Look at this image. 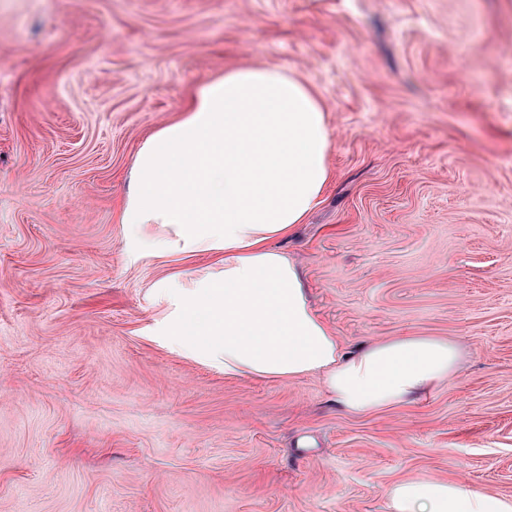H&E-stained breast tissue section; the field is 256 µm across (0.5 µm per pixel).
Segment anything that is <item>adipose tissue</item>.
I'll return each instance as SVG.
<instances>
[{"label": "adipose tissue", "mask_w": 512, "mask_h": 512, "mask_svg": "<svg viewBox=\"0 0 512 512\" xmlns=\"http://www.w3.org/2000/svg\"><path fill=\"white\" fill-rule=\"evenodd\" d=\"M185 110L143 143L116 212L155 256L214 259L174 290L164 323L174 349L228 376L319 375L352 414L410 402L458 371L461 349L434 337L343 354L296 264L272 248L331 179L324 107L306 80L276 66L231 68L196 87ZM386 498L387 512H512V497L430 477L394 483Z\"/></svg>", "instance_id": "adipose-tissue-1"}]
</instances>
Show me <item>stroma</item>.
Wrapping results in <instances>:
<instances>
[{
  "instance_id": "1",
  "label": "stroma",
  "mask_w": 512,
  "mask_h": 512,
  "mask_svg": "<svg viewBox=\"0 0 512 512\" xmlns=\"http://www.w3.org/2000/svg\"><path fill=\"white\" fill-rule=\"evenodd\" d=\"M318 92L331 182L275 246L344 350L461 345L367 415L161 337L116 223L143 142L225 69ZM512 497V0H0V512H387L393 483Z\"/></svg>"
}]
</instances>
